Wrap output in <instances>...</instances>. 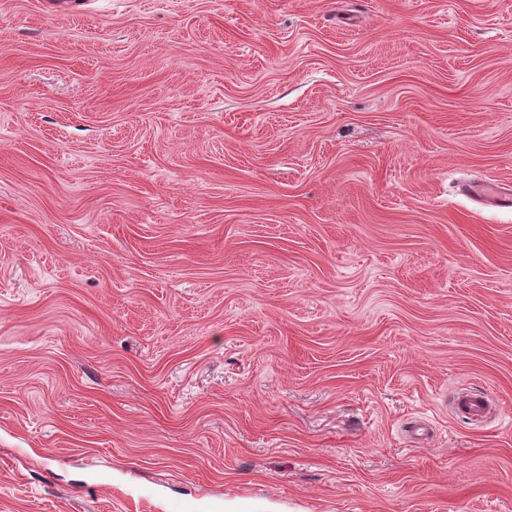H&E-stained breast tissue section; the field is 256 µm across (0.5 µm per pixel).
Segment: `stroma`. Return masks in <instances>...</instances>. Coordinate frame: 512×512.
I'll return each instance as SVG.
<instances>
[{"instance_id":"stroma-1","label":"stroma","mask_w":512,"mask_h":512,"mask_svg":"<svg viewBox=\"0 0 512 512\" xmlns=\"http://www.w3.org/2000/svg\"><path fill=\"white\" fill-rule=\"evenodd\" d=\"M482 177L512 0H0V512H512ZM490 402L485 396H476L470 393L458 396L455 401V409L474 419L480 420L488 415Z\"/></svg>"}]
</instances>
